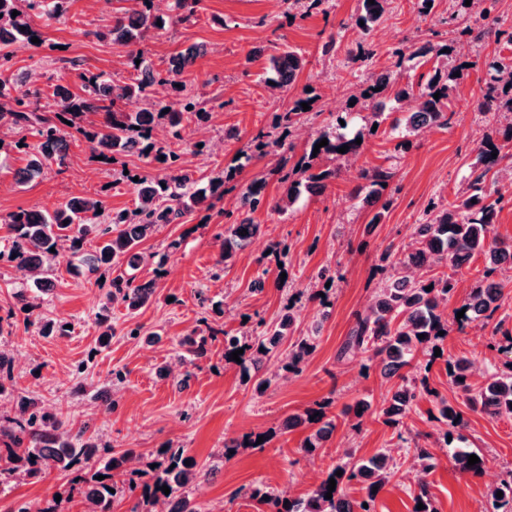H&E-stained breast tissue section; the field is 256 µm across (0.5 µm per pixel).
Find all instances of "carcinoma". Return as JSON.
Wrapping results in <instances>:
<instances>
[{
    "label": "carcinoma",
    "instance_id": "1",
    "mask_svg": "<svg viewBox=\"0 0 512 512\" xmlns=\"http://www.w3.org/2000/svg\"><path fill=\"white\" fill-rule=\"evenodd\" d=\"M198 0H172L171 13L163 14L157 0H140V8H127L114 16L112 26L99 33L102 39L124 46H131L130 67L134 78L124 85H114L102 73L81 72L78 78L81 92L74 93L63 85L54 87L52 101L45 100L38 88L18 90L17 77L11 71L10 47L18 40L31 41L42 38L37 22L48 25L63 18L67 11V0H0V34L9 39L0 40V124H10L19 129H31L37 137L29 151L26 168L18 171V182L23 184L51 163L64 164L67 152L66 122L89 143L92 153L103 160L116 159L120 152H137L153 156L161 164L159 173L143 175L134 183L137 204L133 211L118 210L104 214L103 203L87 197L68 201L52 214L34 210L12 212L5 218L13 233L10 254L22 268L51 267L59 257L60 250L68 248L70 256L86 268L90 275L102 268L127 264L131 269L138 266L141 253L138 246L167 224H179L187 214L199 209L210 210L215 202L224 198V182L229 174L222 173L209 181L205 188L197 186L193 173L177 166L180 154L168 144H157L152 131L162 119L168 127L170 141L182 138L183 121L202 112L198 100L184 91L181 76L198 55L195 47L180 51L168 59L164 69H156L147 61L144 51L137 48L153 33L168 24L187 22L195 13ZM388 0H360L364 26L376 24L382 18ZM486 4L481 11L489 28L501 27L507 16L498 12L500 0H480ZM19 15L12 16L13 11ZM26 30H21V27ZM443 47L429 42L409 51H396L398 59L409 61L425 57L430 53L441 55ZM140 63H135V60ZM489 79L477 102L480 112H512V60L504 61L494 56L485 61ZM304 67V59L294 50H284L270 57V70L274 77L272 88L286 90L294 84ZM455 67L434 70L426 83L400 85L394 72L383 69L367 79V86L352 100L360 107L340 116V120L326 126L310 143L298 161L299 172L304 180H293L288 184L286 197L293 204L300 195V188L310 193H321L327 181L336 176L338 169H318V160L332 157L335 161L349 162L357 159L361 146L356 139L364 138L365 130L381 124L383 99L394 98L397 102L410 100L413 107L404 120L396 119L390 130L404 128L408 134L430 128L448 126V99L455 89L458 78ZM167 85L178 92L168 101L153 96L152 87ZM440 93L434 98V93ZM136 99L144 107L136 112H126L121 102ZM88 112L105 113L102 125L83 124ZM328 145L313 153L322 139ZM348 151L338 152L343 146ZM497 157H492V152ZM512 166V124L504 129L502 141L483 140L479 146L478 165L470 170L466 188L455 193L446 204L431 203L424 213L422 223L414 226L413 244L403 257L392 260V250L386 249L375 265L379 276L378 287L367 307L356 313L355 322L340 347L338 358L344 359L358 352L369 353V358L380 368L383 378L397 379L396 388L379 414L389 426H398L411 410L415 400L426 394L433 398L439 414L437 421L448 427L445 436H456L464 440L462 431L467 427L463 412L447 397L429 386L427 377L421 374L419 357L432 356L439 332L447 331L442 307L452 298L458 287L459 276L470 267L477 256L484 257L482 279L464 298L465 308L460 324L473 323L478 319L489 321L500 308L508 282L497 277L500 266L512 260V244L499 241L492 236L497 216L502 209L503 196L496 198L487 189L488 175L494 168ZM396 171L389 167H375L362 172L366 184L355 189V197L369 207L377 208L370 223L378 224L388 211L391 200L383 197V184L391 183ZM265 181L256 178L243 193V204L249 212L258 210L264 200ZM260 225L250 216L224 228L222 260L229 261L243 243L255 236ZM247 234H242V231ZM100 241L95 253L85 255L82 247L86 240ZM443 265L449 271L433 272ZM409 266L425 267L431 272L425 280H411L405 270ZM135 277L116 278L112 282V301L125 304L134 311L145 305L152 297L156 283L149 281L134 284ZM431 290H426V287ZM95 323L100 329V342L105 345L112 337V321L108 308L96 313ZM294 315L292 307L279 317L276 324L266 325L262 320L237 335L219 336V332L208 330L199 338L188 337L184 344L194 358L206 356L208 342L222 340L224 358L244 349L239 355L241 363H247L258 373L263 359L283 343H288L284 368L292 373L300 372V366L315 349V334L292 336ZM425 338H419V335ZM497 354L506 357L505 369L496 368L486 374L483 381L471 382L472 361L460 356L448 361V384L455 389L462 404L472 412L494 418L512 416V336L506 343L491 346ZM12 358L0 352V395L6 391V383L13 381ZM20 414L0 420V486L16 480L39 479L51 469H60L71 475L70 483L88 505V512H112L119 490L114 480L115 472L135 458V452L127 449L116 453L101 444L90 423L79 428L66 429L59 414L34 397L20 398ZM319 428L304 441V451L310 455L324 447V442L334 424L326 419L323 407H309L301 414L288 418L285 428L298 426ZM471 452L453 451L451 458L456 468L463 473L478 475L484 462L468 466ZM190 464H184V461ZM156 467L142 471L138 479H130L124 493L135 499L131 512H153L152 507L163 499L171 503L173 512H198L191 505L186 488L207 473L196 459L183 448H161L154 460ZM396 462L388 451L374 455L368 461L350 466L346 463L330 467L324 478L307 495L292 500L276 489L253 492V497L266 506L267 512H373L377 493L373 488H383L394 474ZM343 475H336L337 471ZM104 479H98V476ZM336 481L332 498L329 480ZM361 485L365 496L352 500L345 495L340 485L343 482ZM167 486L170 493L161 490ZM503 497H497V492ZM491 509L483 512H500L512 508V479L504 480L486 493Z\"/></svg>",
    "mask_w": 512,
    "mask_h": 512
}]
</instances>
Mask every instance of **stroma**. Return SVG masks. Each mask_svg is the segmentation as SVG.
Here are the masks:
<instances>
[{
	"mask_svg": "<svg viewBox=\"0 0 512 512\" xmlns=\"http://www.w3.org/2000/svg\"><path fill=\"white\" fill-rule=\"evenodd\" d=\"M127 6V0H101L95 7L89 0H69L65 21L43 27L44 47L12 45L14 74L47 95L58 84L79 91L78 75L87 70L126 82L131 74L128 48L102 41L98 34ZM419 7L420 0H392L385 16L366 32L356 24L359 0H323L314 9L305 0L294 6L289 0H199L191 21L144 43L159 69L173 53L201 48L184 79L202 101L206 117L184 121L176 151L201 180L233 165L238 172L214 209L192 212L183 223L162 227L140 245L135 276L140 282L155 281L153 301L135 312L113 304L114 336L103 349L97 346L94 317L120 268L90 278L70 272L63 257L45 277L49 288L41 289L44 277L23 273L8 258L11 234L4 219L19 209L51 212L76 196L97 198L110 211L133 209L137 199L128 174H151L155 166L135 153L120 155L114 164L96 161L89 144L75 133L68 139L63 165H52L21 184L16 172L25 166V147L35 138L26 130L0 128L5 145L0 151V315L13 314L8 332L0 334V348L9 349L15 364L13 392L0 396V414L15 412L18 395H40L68 427L91 419L103 444L117 452L134 449L137 469L146 468L159 448H185L209 471L190 491L199 512H259L252 496L259 487L283 488L292 498H302L331 463H353L382 448L392 452L397 468L378 494L375 512H414L418 483L409 471L420 446L435 456L425 480L436 512H481L488 486L512 472V418L465 411L464 446L483 457L485 466L479 475L461 473L448 450L435 442L441 426L430 418V397L419 398L402 425L387 426L378 410L390 395V383L370 367L367 356L337 357L355 311L367 305L376 286L373 267L380 254L388 248L405 252L413 226L429 204L464 186L477 162V141L499 139L512 123L510 113L476 110L487 79L484 62L501 50L506 35L487 32L477 2L465 10L460 0H434L426 14ZM331 41L336 51L324 53ZM426 42L448 45L450 64L462 70L449 104L454 115L448 128L412 135L403 151L396 150L387 133L366 136L361 155L341 167L323 194L302 193L286 213H278L284 172L277 153L256 154L258 132L292 145V158H299L307 142L347 110L350 96L371 72L394 67L401 82L418 81L419 71L397 66L393 52ZM280 44L298 49L305 58L304 69L285 91L264 81L266 58ZM361 46L373 51V58H347V51ZM305 93L311 105L299 123L289 129L278 126V115ZM201 141L206 148L200 153L196 145ZM389 164L398 170L386 191L392 204L374 226L372 210L359 206L352 191L362 182V170ZM261 176L266 179L264 203L253 215L261 232L231 264H223L219 234L225 215L236 211L247 186ZM483 265L480 259L473 262L444 307L448 335L426 375L431 387L446 396L452 393L449 359L466 356L485 370L504 362L492 345L498 334L512 333V292L489 324L462 327L455 315ZM324 267L336 279L319 303L309 298L310 284ZM258 278L265 286L255 292L251 286ZM26 301L37 303L44 318L70 323L71 333L43 336L27 326L21 309ZM289 306L298 333L316 332V350L297 374L283 370L280 354L271 355L262 369L270 380L264 392L243 382L236 363L225 360L222 343L210 345L200 359L184 355V338L200 335L206 327L234 333L246 321H274ZM134 328L139 337H131ZM116 370L122 371V381H113ZM79 381L85 394L73 391ZM108 395L115 408H106ZM359 399L371 408L356 424L342 410ZM323 401L335 428L322 452L310 457L302 450L308 428L287 430L283 423ZM258 433L271 436L265 448H242L225 459V442ZM56 495L62 512H84L68 475L56 469L42 480L6 486L0 491V512H10L18 501L36 508Z\"/></svg>",
	"mask_w": 512,
	"mask_h": 512,
	"instance_id": "stroma-1",
	"label": "stroma"
}]
</instances>
